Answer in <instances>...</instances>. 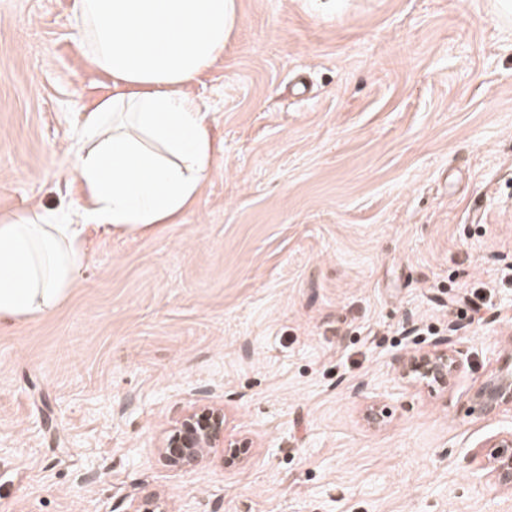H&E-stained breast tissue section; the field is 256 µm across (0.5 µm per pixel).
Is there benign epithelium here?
<instances>
[{
    "mask_svg": "<svg viewBox=\"0 0 512 512\" xmlns=\"http://www.w3.org/2000/svg\"><path fill=\"white\" fill-rule=\"evenodd\" d=\"M461 369L452 338L440 339L413 355L402 366V379L415 388H444ZM253 447L245 435L227 432L225 407L217 404L186 409L167 430L157 446L159 457L170 467L182 469L208 458L216 448L224 449V465L244 462ZM488 466L479 477L490 474L502 484L512 483V432L495 440Z\"/></svg>",
    "mask_w": 512,
    "mask_h": 512,
    "instance_id": "7a95c632",
    "label": "benign epithelium"
}]
</instances>
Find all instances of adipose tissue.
Segmentation results:
<instances>
[{
	"mask_svg": "<svg viewBox=\"0 0 512 512\" xmlns=\"http://www.w3.org/2000/svg\"><path fill=\"white\" fill-rule=\"evenodd\" d=\"M77 47L112 84L82 115L76 212L0 215V327L52 312L74 285L85 228L146 233L179 223L217 147L189 89L224 53L235 0H72Z\"/></svg>",
	"mask_w": 512,
	"mask_h": 512,
	"instance_id": "1",
	"label": "adipose tissue"
}]
</instances>
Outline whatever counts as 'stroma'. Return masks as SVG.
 Masks as SVG:
<instances>
[{
    "instance_id": "stroma-1",
    "label": "stroma",
    "mask_w": 512,
    "mask_h": 512,
    "mask_svg": "<svg viewBox=\"0 0 512 512\" xmlns=\"http://www.w3.org/2000/svg\"><path fill=\"white\" fill-rule=\"evenodd\" d=\"M72 0H0V214L81 196L111 93ZM494 0H236L192 92L222 150L180 223L88 228L54 312L0 330V512H512L473 473L512 411L472 392L512 345V23ZM491 298L473 316L464 292ZM453 337L444 389L401 363ZM255 441L171 470L188 407ZM377 402L380 423L363 417Z\"/></svg>"
}]
</instances>
